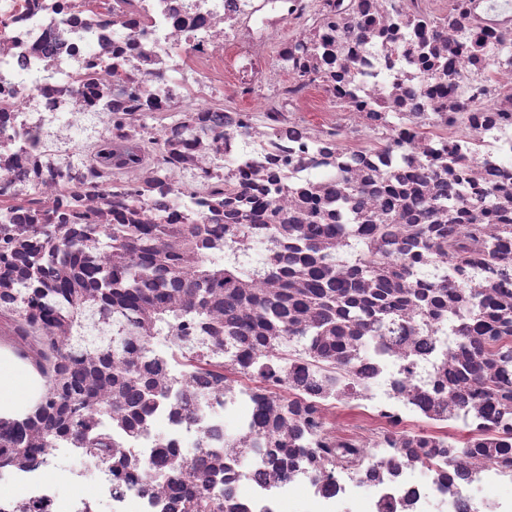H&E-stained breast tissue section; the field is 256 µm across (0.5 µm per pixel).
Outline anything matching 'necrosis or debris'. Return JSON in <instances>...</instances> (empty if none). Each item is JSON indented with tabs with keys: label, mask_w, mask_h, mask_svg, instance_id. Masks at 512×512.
<instances>
[{
	"label": "necrosis or debris",
	"mask_w": 512,
	"mask_h": 512,
	"mask_svg": "<svg viewBox=\"0 0 512 512\" xmlns=\"http://www.w3.org/2000/svg\"><path fill=\"white\" fill-rule=\"evenodd\" d=\"M2 213L0 355L36 371L48 328L112 412L46 441L55 409L34 380L22 417L0 413V436L22 427L33 450L0 464L15 489L0 512H185L195 481L221 512H512V434L463 372L486 335L458 316L481 297L512 319V0H0ZM89 224L206 225L167 301L197 303L200 262L226 259L252 268L251 298L213 289L165 349L90 295L82 328L44 324L17 292L21 257L68 244L112 267ZM366 224L388 225L372 251L405 298L383 352L367 347L376 313L347 319L339 301L257 327L255 302L303 291L328 253L334 286L369 299L352 255ZM329 313L335 346L295 345ZM105 357L123 387L95 374ZM73 458L96 492L63 502L54 476L84 480Z\"/></svg>",
	"instance_id": "necrosis-or-debris-1"
}]
</instances>
